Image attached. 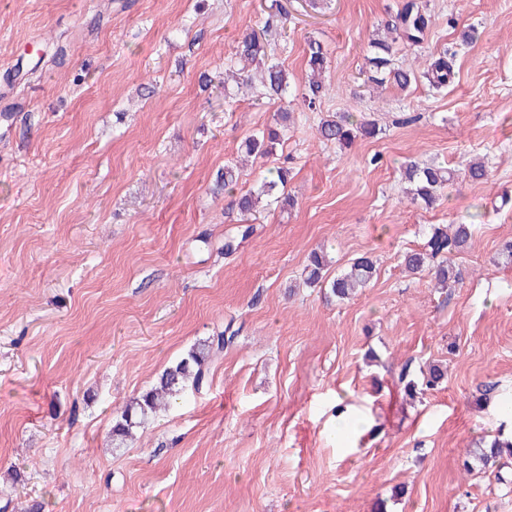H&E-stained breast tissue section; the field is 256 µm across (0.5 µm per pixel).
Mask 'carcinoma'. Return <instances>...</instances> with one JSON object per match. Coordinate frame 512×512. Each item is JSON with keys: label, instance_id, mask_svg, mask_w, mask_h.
Wrapping results in <instances>:
<instances>
[{"label": "carcinoma", "instance_id": "cac0c4a2", "mask_svg": "<svg viewBox=\"0 0 512 512\" xmlns=\"http://www.w3.org/2000/svg\"><path fill=\"white\" fill-rule=\"evenodd\" d=\"M428 23L429 15L423 3L420 0H406L402 8L385 22L384 29L389 39L369 40L370 55L367 57V64L371 72L370 80L376 86L393 84L406 88L423 78L435 89L448 87L453 79V71L447 59L448 52H443L442 56L429 63L422 72L417 71L414 64L394 58L393 44L399 41L408 47L420 46L425 39ZM233 55L241 63L255 65L256 76H247L245 84L253 90L256 100L288 103V73L278 62L269 58L261 35L255 31L244 33L236 41ZM308 66L311 69L310 79L300 97L304 106L314 112L330 89V84L324 78L328 69L327 58L322 46L315 41L308 44ZM288 119L289 112L284 110L277 113V127L259 130L245 140L246 153L272 155L282 132L288 130ZM316 134L323 142L347 147L360 136L376 134V124L370 120L355 119L350 113H342L321 120ZM289 175L290 171L284 165L269 168L256 186L238 198L237 206L244 216V222H249V216L253 214L256 204L263 199L282 206L294 204V199L290 196L278 194V191L287 187ZM455 177V171L436 162L421 164L411 161L401 171L404 192L410 195L412 202H420L427 208L433 207L442 199L448 182ZM239 178L240 171L237 166L226 164L217 173L216 187L231 193L237 188ZM463 178L471 183L486 180L485 162H470L463 172ZM472 238L471 224H457L451 231L446 226L433 227L421 248L404 253L402 264L412 274L424 271L430 273L438 286L446 288L462 281V270L455 265L453 257L465 250ZM325 272V255L318 251L312 252L304 269L306 284L311 288L327 290L329 297L342 303L371 282L375 262L372 257L362 255L354 259L346 271L332 279L327 278ZM231 340L232 337L219 332L194 345L180 360L165 368L149 390L134 398L117 415L111 429L113 444L118 448L126 444L133 438L134 431L149 417L178 403L189 392L198 390L207 380L209 362L220 356ZM443 380L444 371L434 366L429 369L421 383L409 381L404 389L412 396L419 388L435 389ZM503 448L509 449V455L512 456V441L499 438L491 442L489 449L478 448L472 456L482 465L488 466L497 462Z\"/></svg>", "mask_w": 512, "mask_h": 512}]
</instances>
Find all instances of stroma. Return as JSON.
I'll return each mask as SVG.
<instances>
[{"label": "stroma", "instance_id": "obj_1", "mask_svg": "<svg viewBox=\"0 0 512 512\" xmlns=\"http://www.w3.org/2000/svg\"><path fill=\"white\" fill-rule=\"evenodd\" d=\"M403 3L0 0V512H512V461L461 467L512 432V0H426L418 54L451 51L447 90L365 86L368 38ZM272 13L292 85L315 39L331 90L291 102L245 167L247 190L287 163L296 199L246 236L214 179L280 106L225 95L224 65ZM333 112L381 132L323 143ZM475 158L485 182L459 177ZM430 159L458 177L427 209L399 167ZM433 224L477 227L452 288L401 264ZM316 249L329 275L364 254L376 274L336 302L302 285ZM227 328L202 388L112 447L117 412ZM437 363L443 384L406 397L400 377ZM341 414L369 425L337 438ZM284 111L278 112L276 114L275 123L279 125V128H266L264 130H258L250 137L245 140V150L247 154L250 155H259V156H270L273 155V150L275 149V144H278L277 141H280L281 135L283 131L288 130V119L289 112H287L286 108H283Z\"/></svg>", "mask_w": 512, "mask_h": 512}]
</instances>
